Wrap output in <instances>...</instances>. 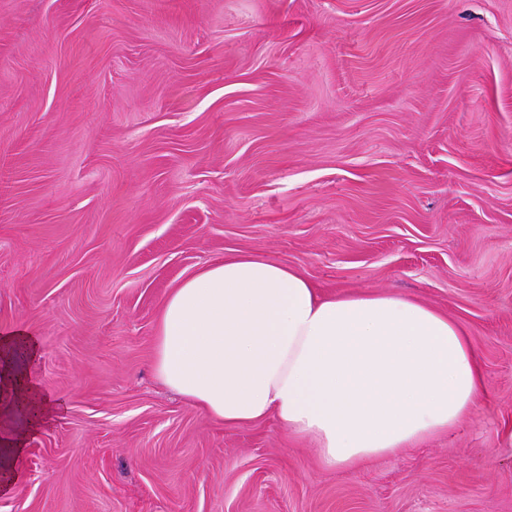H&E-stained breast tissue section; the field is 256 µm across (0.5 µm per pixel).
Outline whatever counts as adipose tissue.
<instances>
[{"label":"adipose tissue","instance_id":"obj_1","mask_svg":"<svg viewBox=\"0 0 512 512\" xmlns=\"http://www.w3.org/2000/svg\"><path fill=\"white\" fill-rule=\"evenodd\" d=\"M38 355L26 327L0 332V463L10 470L27 434L61 410L30 374ZM153 368L211 419H275L333 468L447 432L485 388L477 349L447 314L389 291L324 295L258 253L213 261L171 289Z\"/></svg>","mask_w":512,"mask_h":512}]
</instances>
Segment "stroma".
<instances>
[{"instance_id": "35a3bbf8", "label": "stroma", "mask_w": 512, "mask_h": 512, "mask_svg": "<svg viewBox=\"0 0 512 512\" xmlns=\"http://www.w3.org/2000/svg\"><path fill=\"white\" fill-rule=\"evenodd\" d=\"M240 252L389 290L480 353L472 414L325 466L152 368ZM64 404L0 512H512V0H0V331Z\"/></svg>"}]
</instances>
